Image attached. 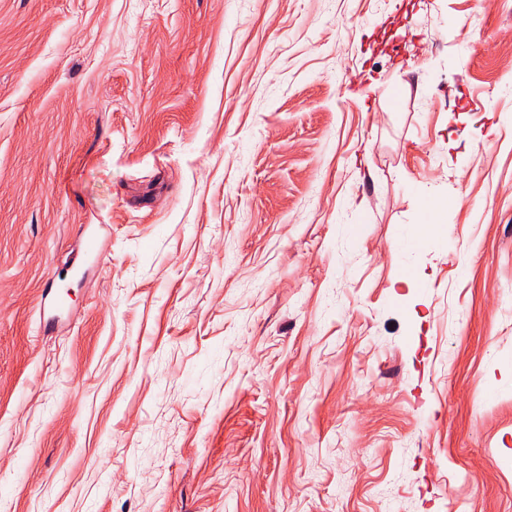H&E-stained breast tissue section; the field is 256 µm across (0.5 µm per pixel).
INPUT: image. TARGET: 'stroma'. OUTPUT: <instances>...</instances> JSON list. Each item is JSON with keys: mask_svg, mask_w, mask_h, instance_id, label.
<instances>
[{"mask_svg": "<svg viewBox=\"0 0 512 512\" xmlns=\"http://www.w3.org/2000/svg\"><path fill=\"white\" fill-rule=\"evenodd\" d=\"M459 500L512 512V0H0V512ZM448 210V197L428 195L421 199L416 224L408 226L407 235L423 244L439 235L444 224V213ZM404 234L397 237L392 244L399 254L414 250L415 241Z\"/></svg>", "mask_w": 512, "mask_h": 512, "instance_id": "1", "label": "stroma"}]
</instances>
